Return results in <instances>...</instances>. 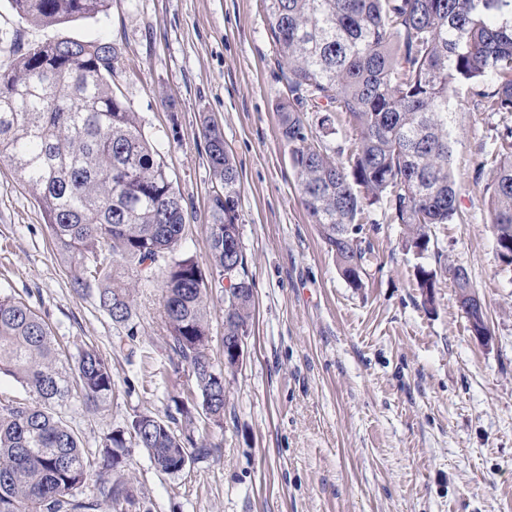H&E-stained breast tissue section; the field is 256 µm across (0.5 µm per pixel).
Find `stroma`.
<instances>
[{"instance_id":"35a3bbf8","label":"stroma","mask_w":512,"mask_h":512,"mask_svg":"<svg viewBox=\"0 0 512 512\" xmlns=\"http://www.w3.org/2000/svg\"><path fill=\"white\" fill-rule=\"evenodd\" d=\"M0 34L22 46L101 37L120 59L114 92L130 104L182 197L180 252L209 265L214 179L204 118L224 133L241 181L242 246L255 315L242 368L227 376L224 424L197 422L213 455L177 476L145 450L123 471L152 512H512V272L489 222L490 157L512 126L502 112L454 117L461 221L434 224L424 255L407 249L387 210L365 213L362 287L344 280L300 203L275 105L288 86L261 0H110L100 19L20 22L0 0ZM437 270L433 306L416 265ZM464 267L491 333L478 339L449 270ZM35 195L0 164V292L28 303L62 351L94 345L118 390L99 411L73 413L86 447L139 413H165L193 384L164 339L158 288L134 297L127 337L75 293Z\"/></svg>"}]
</instances>
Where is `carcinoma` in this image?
I'll use <instances>...</instances> for the list:
<instances>
[{"instance_id": "1", "label": "carcinoma", "mask_w": 512, "mask_h": 512, "mask_svg": "<svg viewBox=\"0 0 512 512\" xmlns=\"http://www.w3.org/2000/svg\"><path fill=\"white\" fill-rule=\"evenodd\" d=\"M109 0H9L23 21L42 26L95 19ZM271 41L286 65L288 98L276 104L279 132L310 223L342 276L362 285L367 250L357 237L369 207L385 205L421 255L433 224L460 220L450 115L462 104L512 114V0H262ZM0 64V161L33 190L54 247L96 288L98 307L136 336L133 291L157 286L168 345L191 370L175 412L142 413L83 445L62 409L99 407L116 393L109 359L93 346L63 357L29 305L0 294V376L29 394L0 395V512H150L132 483L112 473L132 448L176 476L218 446L195 436L194 411L224 422V383L207 372L208 309L224 294V336H247L253 282L239 232L241 184L224 135L211 119L203 137L215 187L209 201L210 264L176 254L185 229L182 200L130 105L112 91L119 61L105 39L66 38L28 48L13 42ZM320 114L319 132L303 118ZM342 113L356 131L338 162L324 139ZM490 167L489 217L512 264V127ZM423 303L433 305L438 272L415 267ZM96 495L76 491L91 473Z\"/></svg>"}]
</instances>
